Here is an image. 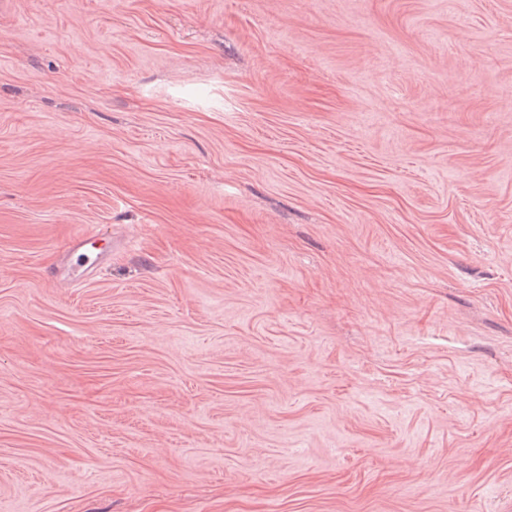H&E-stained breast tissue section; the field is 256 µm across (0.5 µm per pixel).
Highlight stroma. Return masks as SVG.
Returning <instances> with one entry per match:
<instances>
[{
	"label": "stroma",
	"instance_id": "1",
	"mask_svg": "<svg viewBox=\"0 0 512 512\" xmlns=\"http://www.w3.org/2000/svg\"><path fill=\"white\" fill-rule=\"evenodd\" d=\"M0 512H512V0H0Z\"/></svg>",
	"mask_w": 512,
	"mask_h": 512
}]
</instances>
